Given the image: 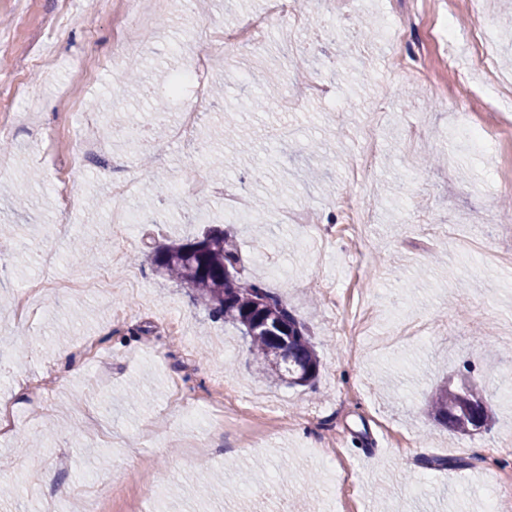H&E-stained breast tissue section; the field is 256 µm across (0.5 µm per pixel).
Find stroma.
Here are the masks:
<instances>
[{
	"label": "stroma",
	"instance_id": "stroma-1",
	"mask_svg": "<svg viewBox=\"0 0 512 512\" xmlns=\"http://www.w3.org/2000/svg\"><path fill=\"white\" fill-rule=\"evenodd\" d=\"M0 0V81L34 97L0 95L16 121L0 142V404L15 425L0 434V512H484L494 474L512 473V90L471 67L468 35L484 29L494 69L512 83V0H310L316 25L296 36L328 99L281 106L285 48L278 36L216 63L211 98L186 141L150 128V112L120 81L137 61L167 82L200 51L197 25L234 28L264 0H172L155 37L131 57L113 47L123 0ZM377 21L373 33L361 17ZM453 30L430 38L435 19ZM473 95L449 110L455 80ZM108 132L120 169L87 162L77 124ZM138 126L137 137L118 129ZM166 175L136 190L131 241L115 249L112 185ZM209 182L187 197L175 185ZM78 201L59 223L58 182ZM249 198L226 212L224 190ZM330 240L322 261L307 224ZM218 226L248 279L275 292L307 327L321 361L315 385L288 388L257 370L239 332L212 318L185 285L160 275L154 243L185 242ZM102 242L89 264L68 258L73 238ZM273 252L287 272L255 263ZM387 294L393 309L349 335L326 289ZM94 341L96 358L85 353ZM46 373L43 390L24 380ZM189 397L168 398L173 380ZM483 389L489 429L450 435L428 413L437 384ZM249 393L261 443L213 424L225 384ZM201 432L206 453H193ZM38 457L25 454L30 441ZM453 468H445V460Z\"/></svg>",
	"mask_w": 512,
	"mask_h": 512
}]
</instances>
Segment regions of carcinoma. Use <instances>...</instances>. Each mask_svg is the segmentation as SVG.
Wrapping results in <instances>:
<instances>
[{
	"instance_id": "obj_1",
	"label": "carcinoma",
	"mask_w": 512,
	"mask_h": 512,
	"mask_svg": "<svg viewBox=\"0 0 512 512\" xmlns=\"http://www.w3.org/2000/svg\"><path fill=\"white\" fill-rule=\"evenodd\" d=\"M124 82L138 90L139 97L152 101L154 95L136 65L123 74ZM153 263L163 275L188 285L196 299L212 316L236 325L248 340L257 357L262 376L290 386H304L316 380L320 359L304 324L288 340V360L278 363L279 342L266 329L254 324L258 300L270 304L269 312L293 317L280 297L261 284L240 276L241 259L224 230L212 228L201 237L186 243L159 246L153 253ZM434 416L451 432L466 434L489 427L494 416L482 392L476 388L454 389L443 385L431 399Z\"/></svg>"
}]
</instances>
